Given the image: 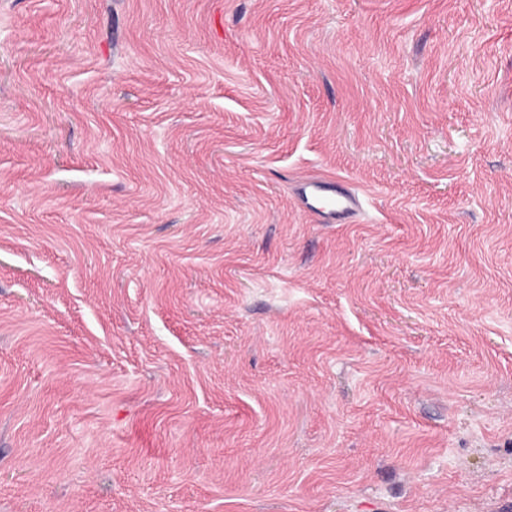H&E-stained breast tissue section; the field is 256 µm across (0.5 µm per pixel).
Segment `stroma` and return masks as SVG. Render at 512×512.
<instances>
[{"mask_svg":"<svg viewBox=\"0 0 512 512\" xmlns=\"http://www.w3.org/2000/svg\"><path fill=\"white\" fill-rule=\"evenodd\" d=\"M0 512H512V0H0ZM324 184L325 182L315 179L304 181L298 188L301 202L309 210H325L332 213L336 215L337 220L353 219L359 210V195L352 191L328 194Z\"/></svg>","mask_w":512,"mask_h":512,"instance_id":"stroma-1","label":"stroma"}]
</instances>
